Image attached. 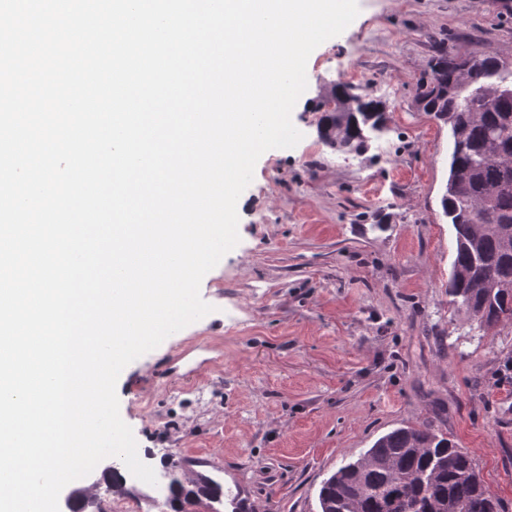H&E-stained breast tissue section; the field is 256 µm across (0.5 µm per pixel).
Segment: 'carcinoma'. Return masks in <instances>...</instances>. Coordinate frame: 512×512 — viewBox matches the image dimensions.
I'll list each match as a JSON object with an SVG mask.
<instances>
[{"mask_svg": "<svg viewBox=\"0 0 512 512\" xmlns=\"http://www.w3.org/2000/svg\"><path fill=\"white\" fill-rule=\"evenodd\" d=\"M433 79L416 91L424 112L448 124L453 149L443 213L454 230L449 303L484 333L512 321V67L479 52L459 56L440 46ZM332 138L323 144L358 153L370 136L368 114L380 101L335 84L319 102ZM172 512L203 499L223 502L219 483L204 486L180 465L163 470ZM73 512H103L104 497L84 490ZM319 512H499L477 464L429 424L404 425L379 437L322 482Z\"/></svg>", "mask_w": 512, "mask_h": 512, "instance_id": "carcinoma-1", "label": "carcinoma"}]
</instances>
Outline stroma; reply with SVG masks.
<instances>
[{"mask_svg":"<svg viewBox=\"0 0 512 512\" xmlns=\"http://www.w3.org/2000/svg\"><path fill=\"white\" fill-rule=\"evenodd\" d=\"M307 62L303 134L258 159L239 244L203 278L212 313L127 365L116 391L154 471L220 456L248 512H319L323 480L380 436L432 423L512 512V322L483 335L448 302L447 125L420 110L440 41L512 64V0H358ZM388 128L361 154L321 143L317 104L346 80Z\"/></svg>","mask_w":512,"mask_h":512,"instance_id":"1","label":"stroma"}]
</instances>
